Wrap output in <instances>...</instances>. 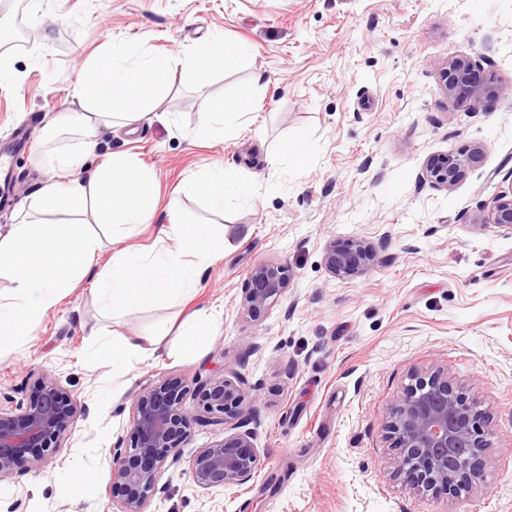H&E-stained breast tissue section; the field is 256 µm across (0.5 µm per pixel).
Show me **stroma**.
Wrapping results in <instances>:
<instances>
[{"label":"stroma","mask_w":512,"mask_h":512,"mask_svg":"<svg viewBox=\"0 0 512 512\" xmlns=\"http://www.w3.org/2000/svg\"><path fill=\"white\" fill-rule=\"evenodd\" d=\"M0 0V30L14 81L0 84V142L17 128L29 146L11 159L17 223L52 175V161L82 137L52 118L77 110L82 68L125 43L152 55H192L214 33L250 49L197 84L167 74L166 120L105 128L87 156L91 175L110 154L151 168L154 223L112 240L113 252L170 246L177 208L216 221L224 257L180 305L102 312L90 280L65 289L19 347L0 353V392L22 400L48 374L83 405L61 451L43 469L17 468L0 484V512H120L109 489L114 445L129 446L135 401L164 376L187 385L245 378L243 412L261 467L241 486L204 490L191 458L216 437L194 427L180 464L166 471L145 512H512V235L474 224L512 186V0ZM467 57L497 87L466 109L441 91L448 59ZM251 95L223 141L196 139L198 114L229 95ZM307 141L300 164L282 147ZM481 145L480 163L452 191L421 181L426 160ZM222 163L244 186L223 211L208 208L191 178ZM365 238L377 259L337 278L323 264L330 241ZM287 266L277 303L248 315L244 288L261 264ZM222 307L200 355L186 353L183 321ZM150 332L153 356L130 366L97 356L113 333ZM441 369L492 418L484 483L455 499L416 495L394 476L385 435L391 406L413 369ZM84 481L74 484L73 474Z\"/></svg>","instance_id":"obj_1"}]
</instances>
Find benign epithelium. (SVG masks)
<instances>
[{
    "label": "benign epithelium",
    "mask_w": 512,
    "mask_h": 512,
    "mask_svg": "<svg viewBox=\"0 0 512 512\" xmlns=\"http://www.w3.org/2000/svg\"><path fill=\"white\" fill-rule=\"evenodd\" d=\"M440 89L448 97L474 106L495 95L490 77L467 57H454L439 73ZM482 157V146L461 154L428 158L422 177L450 191L461 183ZM475 224H494L512 233V185L493 201ZM376 249L365 238L329 242L323 252L328 272L346 278L366 271ZM288 288L286 267L259 265L246 280L244 305L250 315L271 306ZM412 384L390 408L386 424L397 456L393 472L421 495L455 498L480 486L485 477V448L492 432L490 416L469 400L464 387L441 370L411 374ZM245 378L226 377L198 383L195 392L203 413L184 404L186 386L178 377L159 379L138 398L132 413L133 440L112 452L111 488L121 496L120 512H144L158 490L162 475L180 461V445L195 425L221 427V433L189 462L192 482L204 489L243 485L257 473L261 452L255 434L242 415ZM82 406L48 375L36 376L28 398L14 401L0 395V482L25 465L34 470L62 449Z\"/></svg>",
    "instance_id": "1"
}]
</instances>
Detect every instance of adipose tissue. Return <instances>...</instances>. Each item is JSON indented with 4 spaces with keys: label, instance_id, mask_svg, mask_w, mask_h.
<instances>
[{
    "label": "adipose tissue",
    "instance_id": "1",
    "mask_svg": "<svg viewBox=\"0 0 512 512\" xmlns=\"http://www.w3.org/2000/svg\"><path fill=\"white\" fill-rule=\"evenodd\" d=\"M246 51L243 45H226L220 34L212 36L194 55H175L163 62L135 46H113L109 58L88 68L75 89L80 110L73 113L72 120L82 134L85 151L97 150L101 128L129 127L154 112L165 91V70L179 68L202 81ZM247 103L244 97L211 103L200 116L201 133L220 136L234 128ZM81 166L77 156L58 162L54 179L38 193L35 209L70 213L90 201L99 222L110 225L116 236L129 235L139 225L155 220L153 176L133 157L111 156L85 179L79 176ZM195 186L216 211L223 210L229 195L241 190L235 178L218 164L199 174Z\"/></svg>",
    "mask_w": 512,
    "mask_h": 512
}]
</instances>
